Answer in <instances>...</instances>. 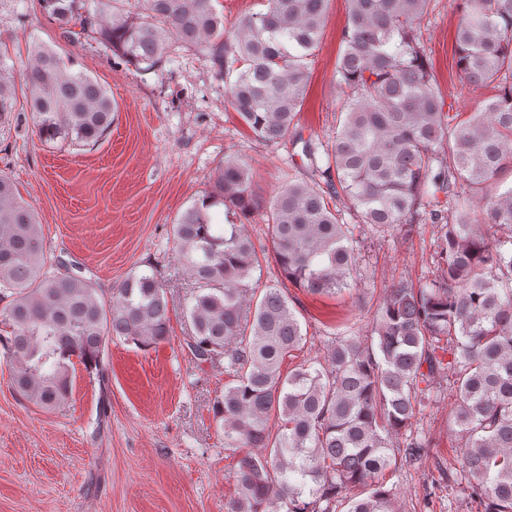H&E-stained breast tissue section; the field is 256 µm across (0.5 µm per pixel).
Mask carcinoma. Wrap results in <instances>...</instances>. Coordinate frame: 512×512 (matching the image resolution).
<instances>
[{
    "mask_svg": "<svg viewBox=\"0 0 512 512\" xmlns=\"http://www.w3.org/2000/svg\"><path fill=\"white\" fill-rule=\"evenodd\" d=\"M41 0L64 32L95 29L112 54L141 71L181 49L207 54L227 99L255 137L302 145L307 181L265 198L250 168L227 160L214 191L171 227L196 285L183 305L197 365L224 364L230 380L212 406L224 449L238 457L237 494L225 512H401L386 472L434 447L413 420L455 398L460 481L477 512H512V188H486L512 167V0H458L456 67L469 86L496 85L483 111L446 110L420 39L433 0H346L348 20L334 80L346 90L335 136H303L298 115L329 0H265L237 31H224L219 0ZM26 108L0 67V120L33 124L44 143L95 145L112 127V97L50 47H32ZM343 197L353 223L379 231L439 226L437 275L391 283L368 336L328 341L323 359L283 374L310 342L285 287L254 288L262 258L316 295L351 286L358 264L352 223L330 205ZM235 216L214 222L213 208ZM264 219L261 255L246 230ZM43 225L0 174V348L14 390L53 410L79 362L103 376L112 340L138 348L166 341L174 300L153 268L133 271L108 299L91 279L61 270ZM402 440L403 447L395 445ZM359 488L350 496L348 491Z\"/></svg>",
    "mask_w": 512,
    "mask_h": 512,
    "instance_id": "obj_1",
    "label": "carcinoma"
}]
</instances>
